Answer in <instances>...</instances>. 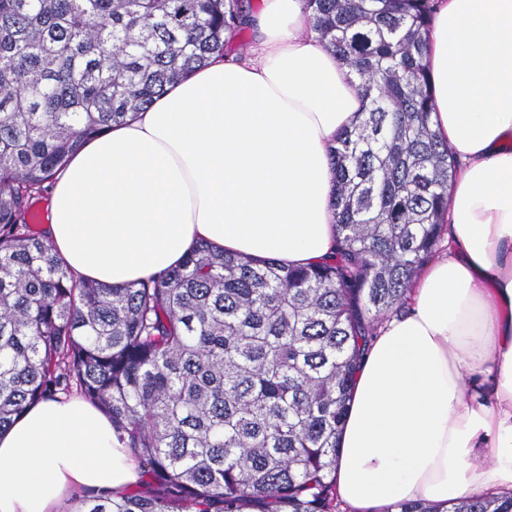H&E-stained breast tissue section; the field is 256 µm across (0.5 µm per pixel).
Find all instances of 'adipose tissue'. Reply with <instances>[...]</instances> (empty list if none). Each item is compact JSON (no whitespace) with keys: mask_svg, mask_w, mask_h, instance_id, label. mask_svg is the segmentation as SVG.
Listing matches in <instances>:
<instances>
[{"mask_svg":"<svg viewBox=\"0 0 512 512\" xmlns=\"http://www.w3.org/2000/svg\"><path fill=\"white\" fill-rule=\"evenodd\" d=\"M250 55L212 58L86 141L49 190L44 236L76 277L123 286L206 241L280 264L336 248L330 149L365 105L303 0H263ZM434 129L457 168L447 251L356 374L336 467L349 512L512 491V0H437ZM140 480L110 419L41 401L0 431V512H59Z\"/></svg>","mask_w":512,"mask_h":512,"instance_id":"adipose-tissue-1","label":"adipose tissue"}]
</instances>
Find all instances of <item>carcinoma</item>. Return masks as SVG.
<instances>
[{"instance_id":"obj_1","label":"carcinoma","mask_w":512,"mask_h":512,"mask_svg":"<svg viewBox=\"0 0 512 512\" xmlns=\"http://www.w3.org/2000/svg\"><path fill=\"white\" fill-rule=\"evenodd\" d=\"M304 2L367 101L331 150L335 256L285 267L200 242L114 287L62 266L33 201L85 140L245 49L242 0H0V431L75 390L158 484L75 512H335L356 373L446 230L455 158L432 128L435 0ZM395 508L512 512V493Z\"/></svg>"}]
</instances>
